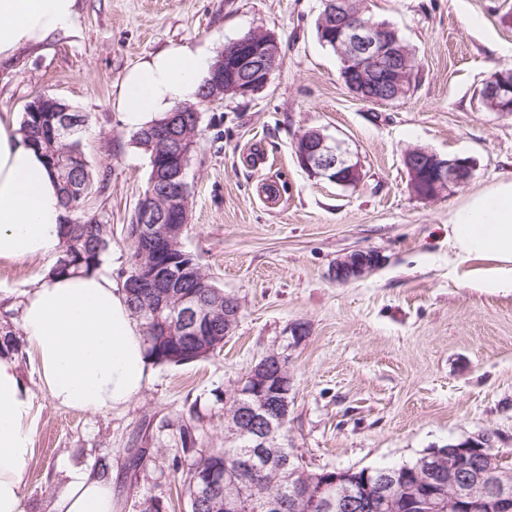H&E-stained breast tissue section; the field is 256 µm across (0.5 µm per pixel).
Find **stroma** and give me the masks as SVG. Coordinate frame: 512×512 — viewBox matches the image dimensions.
Here are the masks:
<instances>
[{
    "label": "stroma",
    "mask_w": 512,
    "mask_h": 512,
    "mask_svg": "<svg viewBox=\"0 0 512 512\" xmlns=\"http://www.w3.org/2000/svg\"><path fill=\"white\" fill-rule=\"evenodd\" d=\"M366 4L416 58V80L396 102L367 103L347 88L316 35L320 0H79L69 33L0 64V113L48 94L88 115L87 158L112 171L109 196L95 202L112 231L101 269L120 283L133 251L126 226L150 174L114 107L124 74L173 46L216 59L251 30L273 33L281 52L267 86L200 106L187 169L183 248L238 299L236 329L207 358L154 364L144 391L110 411L59 407L20 351L35 415L23 512H54L69 471L102 467L113 471L118 512H141L148 499L188 512L180 427L198 447H224L226 392L295 323L306 335L288 352L283 442L311 468L402 465L482 434L512 467V292L475 288L472 264L448 244L449 212L512 178V113L487 111L478 96L492 73L512 68V0ZM312 128L361 165L357 187L299 165L294 145ZM417 147L471 160L470 180L417 197L403 163ZM354 250L376 253V268L336 280L337 260ZM50 264L0 261V322L16 325L23 292ZM132 448L150 455L137 472Z\"/></svg>",
    "instance_id": "obj_1"
}]
</instances>
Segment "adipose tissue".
Masks as SVG:
<instances>
[{"label":"adipose tissue","instance_id":"1","mask_svg":"<svg viewBox=\"0 0 512 512\" xmlns=\"http://www.w3.org/2000/svg\"><path fill=\"white\" fill-rule=\"evenodd\" d=\"M78 0H0V63L25 47L72 29ZM207 59L188 47L135 65L121 83L116 109L137 131L195 98ZM66 211L44 156L0 113V259L58 253ZM448 240L476 263L482 287L512 291V178L473 192L448 214ZM18 325L38 361L40 380L60 407L101 411L125 406L148 386L152 358L126 296L104 273H47L23 293ZM32 399L14 355H0V512H22L33 456ZM56 512H117L110 472L73 475Z\"/></svg>","mask_w":512,"mask_h":512}]
</instances>
